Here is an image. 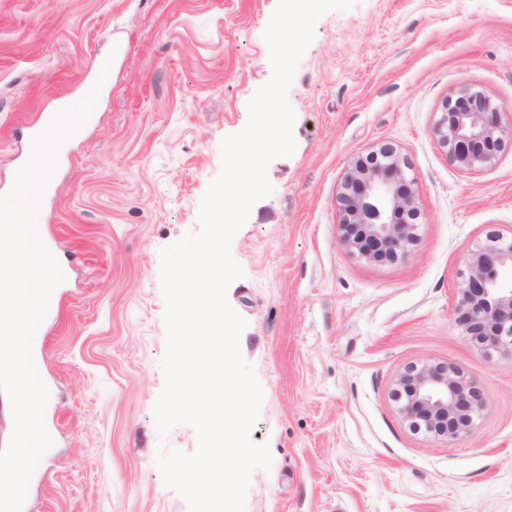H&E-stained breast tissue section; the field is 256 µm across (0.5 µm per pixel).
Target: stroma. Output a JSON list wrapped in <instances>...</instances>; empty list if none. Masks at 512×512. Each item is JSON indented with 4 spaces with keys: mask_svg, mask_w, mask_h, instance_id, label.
<instances>
[{
    "mask_svg": "<svg viewBox=\"0 0 512 512\" xmlns=\"http://www.w3.org/2000/svg\"><path fill=\"white\" fill-rule=\"evenodd\" d=\"M277 0H0V189L42 113L111 73L45 200L70 268L46 322L50 465L24 512H189L162 481L159 445L194 453V429L160 436L166 349L160 252L198 232L222 139L272 75L264 31ZM468 88L512 108V0H356L316 23L288 101L292 156L231 252L227 293L264 399L251 437L270 471L247 512H512V355H486L455 323L469 254L512 234V149L464 174L433 134ZM404 156L422 213L406 256L340 245L336 195L353 157ZM445 364L480 389L472 433L412 431L392 397L413 364Z\"/></svg>",
    "mask_w": 512,
    "mask_h": 512,
    "instance_id": "stroma-1",
    "label": "stroma"
}]
</instances>
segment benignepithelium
Returning a JSON list of instances; mask_svg holds the SVG:
<instances>
[{
  "label": "benign epithelium",
  "mask_w": 512,
  "mask_h": 512,
  "mask_svg": "<svg viewBox=\"0 0 512 512\" xmlns=\"http://www.w3.org/2000/svg\"><path fill=\"white\" fill-rule=\"evenodd\" d=\"M434 133L450 162L463 173L490 167L512 145V112L481 91L445 101ZM407 161L388 145L350 161L337 195L339 241L368 261H393L416 240L420 212L407 179ZM512 237L487 235L467 263L454 311L461 333L488 356L512 353ZM410 427L452 442L471 432L482 405L480 391L461 371L445 365H412L393 392Z\"/></svg>",
  "instance_id": "benign-epithelium-1"
}]
</instances>
